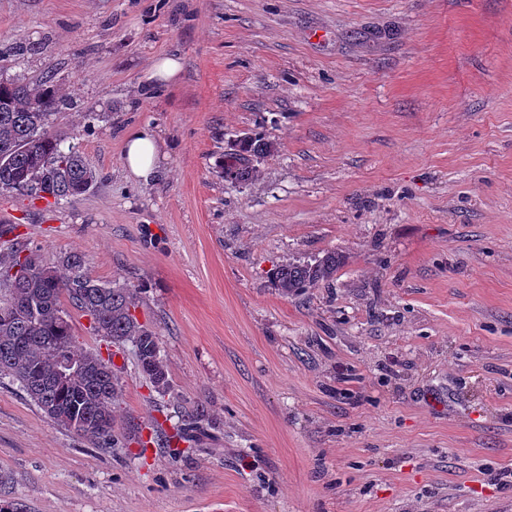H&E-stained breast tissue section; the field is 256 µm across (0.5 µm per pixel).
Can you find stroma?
<instances>
[{"label":"stroma","instance_id":"35a3bbf8","mask_svg":"<svg viewBox=\"0 0 512 512\" xmlns=\"http://www.w3.org/2000/svg\"><path fill=\"white\" fill-rule=\"evenodd\" d=\"M178 56L157 86L153 62ZM0 75L52 80L97 180L0 194L44 264L139 290L170 388L112 354V440L0 375V492L27 512H512V0H0ZM98 118L87 121V113ZM158 136L150 183L128 131ZM273 150L223 175L236 140ZM343 255L285 298L282 263ZM204 405L171 457L141 430ZM124 162L129 172L149 183L158 174L160 148L155 133L148 127L128 134L124 145Z\"/></svg>","mask_w":512,"mask_h":512}]
</instances>
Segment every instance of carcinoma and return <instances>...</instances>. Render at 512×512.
<instances>
[{"label":"carcinoma","mask_w":512,"mask_h":512,"mask_svg":"<svg viewBox=\"0 0 512 512\" xmlns=\"http://www.w3.org/2000/svg\"><path fill=\"white\" fill-rule=\"evenodd\" d=\"M70 104L60 88L44 81L30 85L0 77V193H16L37 200L74 201L97 179L96 171L74 146L63 148L68 136L55 132V117ZM261 136L240 139L230 154L224 177L235 182L254 177L252 159L271 152ZM0 259V374L17 381L27 397L58 426L91 442L112 437V405L119 392L112 357L81 347L72 331L65 305L91 319L96 336L115 344L130 343L137 366L155 392L169 389L167 367L156 332L136 316L138 288L110 286L86 270L79 255H68L61 266L48 267L32 252L14 246ZM343 264V256L328 252L313 264L287 262L277 266L272 284L285 298L329 283ZM66 361L79 370L63 378ZM204 407L166 436L165 447L179 454L180 442L203 430Z\"/></svg>","instance_id":"carcinoma-1"}]
</instances>
